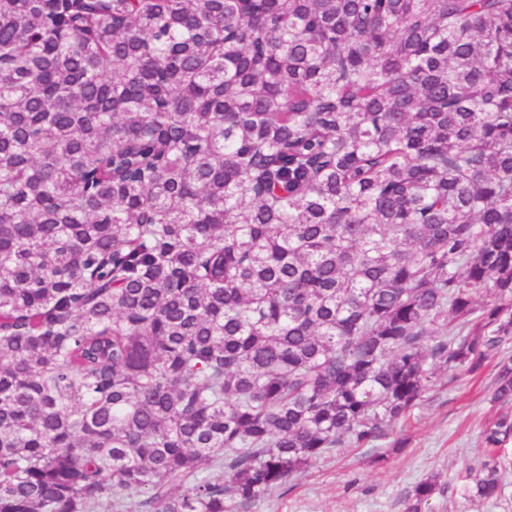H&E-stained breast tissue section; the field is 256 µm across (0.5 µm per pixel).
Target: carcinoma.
<instances>
[{
  "instance_id": "cac0c4a2",
  "label": "carcinoma",
  "mask_w": 512,
  "mask_h": 512,
  "mask_svg": "<svg viewBox=\"0 0 512 512\" xmlns=\"http://www.w3.org/2000/svg\"><path fill=\"white\" fill-rule=\"evenodd\" d=\"M511 339L512 0H0V512H228Z\"/></svg>"
}]
</instances>
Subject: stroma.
I'll return each instance as SVG.
<instances>
[{"label": "stroma", "mask_w": 512, "mask_h": 512, "mask_svg": "<svg viewBox=\"0 0 512 512\" xmlns=\"http://www.w3.org/2000/svg\"><path fill=\"white\" fill-rule=\"evenodd\" d=\"M476 372L436 371L423 397L402 421L360 448L326 455L274 492L233 512H406L418 481L437 476L439 488L423 512H512V467L498 499L469 498V468L488 456L484 431L512 403L494 402L499 358Z\"/></svg>", "instance_id": "1"}]
</instances>
